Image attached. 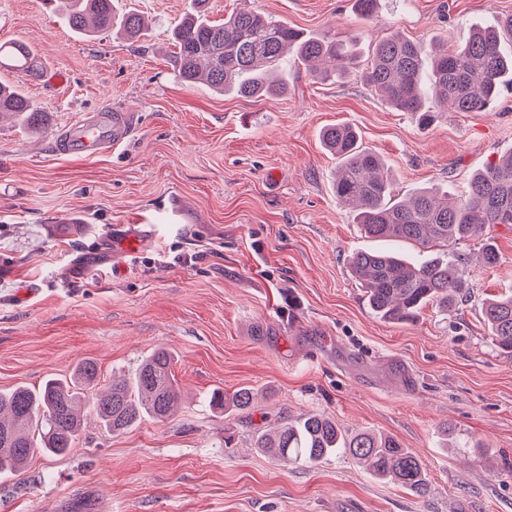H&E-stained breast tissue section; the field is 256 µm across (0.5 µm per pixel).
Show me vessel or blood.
<instances>
[{"mask_svg":"<svg viewBox=\"0 0 512 512\" xmlns=\"http://www.w3.org/2000/svg\"><path fill=\"white\" fill-rule=\"evenodd\" d=\"M132 116L127 112H89L70 122L55 134L58 153L85 159L94 158L123 142L129 132ZM143 219H133L116 247L128 254L139 248L144 232Z\"/></svg>","mask_w":512,"mask_h":512,"instance_id":"b4317fda","label":"vessel or blood"}]
</instances>
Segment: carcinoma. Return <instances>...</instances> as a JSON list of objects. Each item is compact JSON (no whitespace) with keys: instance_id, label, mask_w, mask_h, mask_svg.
Instances as JSON below:
<instances>
[{"instance_id":"cac0c4a2","label":"carcinoma","mask_w":512,"mask_h":512,"mask_svg":"<svg viewBox=\"0 0 512 512\" xmlns=\"http://www.w3.org/2000/svg\"><path fill=\"white\" fill-rule=\"evenodd\" d=\"M65 4L68 27L87 36L112 29L113 0H53ZM171 31L175 48L169 63L183 82L202 83L217 91H235L242 97H277L288 92V75L274 81L268 74L293 55L310 74L339 79L355 65L354 43L318 38L286 22L272 20L247 2L222 23L210 21L201 10L207 0ZM126 38L143 35L145 21L137 13L122 20ZM512 15L477 28L456 50L446 49L427 60L420 43L399 33L376 42L362 77L393 109L408 112L421 125L433 121L426 107L428 90L437 102L457 112L484 111L500 97L512 78ZM30 77L39 75L33 51L23 42L0 45V57ZM23 116L38 123L39 110L11 85L0 84V115ZM326 148L339 166L333 182L336 197L357 211V223L371 238L408 242L424 250L483 236L492 224L512 225V153L499 163L470 177L464 199L448 201L431 188H421L407 199L392 194L390 171L374 151L362 147L358 132L346 124L326 127ZM349 266L359 280L367 303L388 321L410 322L434 304L451 307L467 294V286L452 260L438 256L417 258L395 252L360 251ZM484 317L494 345L512 352V296L485 304ZM173 356L153 350L131 378L101 383L97 363L85 359L70 377L50 378L37 390L18 386L0 391V471L22 470L37 452L63 455L82 430L84 411L94 413L101 426L120 434L144 417L166 419L177 406L179 389L172 373ZM253 401L249 388L229 396L218 391L212 406L245 410ZM255 447L285 464H314L331 455H345L372 476L398 484L418 497L430 492V480L418 455L396 438L372 432L345 433L330 417L311 413L285 420L276 431L261 433Z\"/></svg>"}]
</instances>
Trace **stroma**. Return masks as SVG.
Here are the masks:
<instances>
[{"label": "stroma", "instance_id": "obj_1", "mask_svg": "<svg viewBox=\"0 0 512 512\" xmlns=\"http://www.w3.org/2000/svg\"><path fill=\"white\" fill-rule=\"evenodd\" d=\"M304 33L354 40L359 59L392 31L455 49L473 27L512 15V0H249ZM192 0H114L151 28L73 34L44 0H0V43L20 40L43 73L0 67L45 127L0 117V391L68 377L82 359L104 379L131 374L153 349L174 356L176 412L120 434L87 416L63 457L35 454L0 474V512H512V354L497 349L483 302L512 294V226L433 247L464 254L465 301L417 321L372 313L348 267L367 237L337 201V160L322 130L347 124L392 170L393 192L456 194L512 152V89L483 112L439 108L419 127L361 72L310 76L288 60V93L245 98L183 83L166 56ZM67 74L52 86L53 72ZM135 115L112 152L57 154L55 132L84 112ZM179 205L112 272V236L133 214ZM491 242L493 269L477 255ZM254 390L250 409L219 413L215 391ZM322 413L345 430L389 434L423 461L427 497L351 460L284 466L254 446L283 418ZM450 424L453 436L440 432Z\"/></svg>", "mask_w": 512, "mask_h": 512}]
</instances>
